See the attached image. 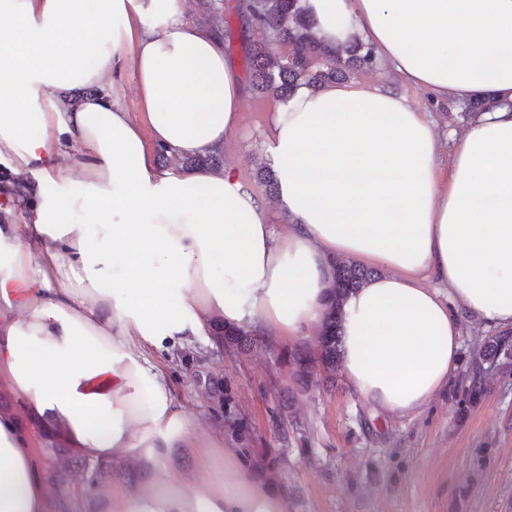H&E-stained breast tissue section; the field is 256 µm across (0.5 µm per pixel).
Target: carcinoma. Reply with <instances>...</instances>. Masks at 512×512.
<instances>
[{
  "label": "carcinoma",
  "mask_w": 512,
  "mask_h": 512,
  "mask_svg": "<svg viewBox=\"0 0 512 512\" xmlns=\"http://www.w3.org/2000/svg\"><path fill=\"white\" fill-rule=\"evenodd\" d=\"M251 29L264 32L267 40L253 44L243 56V67L256 89L271 91L286 99L303 86L318 89L329 83L347 81L358 73L373 70L377 64L374 50L352 40L345 45L328 46L314 33V24L299 5V0H237L224 13L221 34L232 37L231 17ZM288 46V51L279 53L276 47ZM499 105L488 93L481 98L457 106L462 120H474ZM158 159L164 164L174 163L183 169L200 166L218 168L223 164L219 154L184 157L167 148L157 149ZM374 270L353 262L339 261L334 265L328 285L329 303L315 335L314 348L296 351L289 355L295 371L311 383L329 379L340 368L339 336L342 304L347 295L360 287ZM512 359V339L499 337L480 354L478 372L466 393L473 398L483 390L488 368L497 367L500 361ZM81 473L91 470L100 484L112 477V463L99 462L88 466L81 459L73 460Z\"/></svg>",
  "instance_id": "1"
}]
</instances>
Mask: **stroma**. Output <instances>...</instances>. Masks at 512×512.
I'll return each mask as SVG.
<instances>
[{
    "label": "stroma",
    "mask_w": 512,
    "mask_h": 512,
    "mask_svg": "<svg viewBox=\"0 0 512 512\" xmlns=\"http://www.w3.org/2000/svg\"><path fill=\"white\" fill-rule=\"evenodd\" d=\"M364 81L429 112L440 134L460 128L457 111L397 78L386 64ZM241 121L223 157L257 186L277 98L245 84ZM502 329L462 324L460 362L421 411L386 415L358 398L344 374L303 388L282 354L312 346L258 341L251 350L192 337L147 349L191 416L199 438L234 448L286 494L287 512H512V364L490 373L464 400L480 350Z\"/></svg>",
    "instance_id": "1"
}]
</instances>
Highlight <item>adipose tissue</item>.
Masks as SVG:
<instances>
[{
	"mask_svg": "<svg viewBox=\"0 0 512 512\" xmlns=\"http://www.w3.org/2000/svg\"><path fill=\"white\" fill-rule=\"evenodd\" d=\"M304 3L324 42L358 38L432 99L502 105L443 137L370 83L297 89L266 137L276 226L234 166L154 165L153 146L209 153L237 127L244 88L220 33L175 0H0V376L45 446L111 460L98 512H285L236 449L196 447L143 347L218 320L309 337L334 260L379 269L340 329L342 370L377 412L441 390L462 316L512 328V0ZM126 70L139 121L112 97ZM82 87L94 95L59 108L55 92ZM49 482L20 418L0 413V512H48Z\"/></svg>",
	"mask_w": 512,
	"mask_h": 512,
	"instance_id": "obj_1",
	"label": "adipose tissue"
}]
</instances>
